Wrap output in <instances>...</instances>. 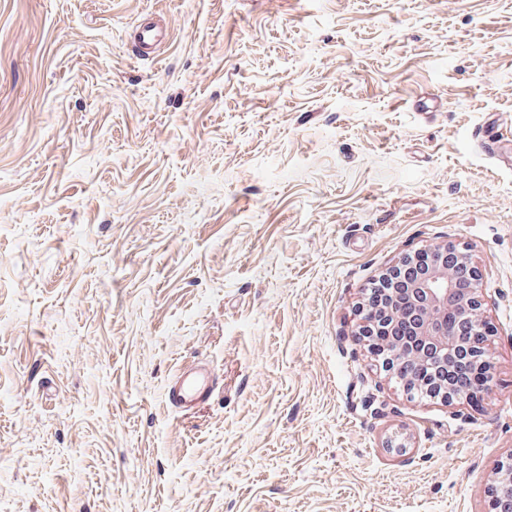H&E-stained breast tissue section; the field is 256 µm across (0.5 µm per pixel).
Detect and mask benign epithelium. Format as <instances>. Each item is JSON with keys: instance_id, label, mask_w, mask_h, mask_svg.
Returning <instances> with one entry per match:
<instances>
[{"instance_id": "benign-epithelium-1", "label": "benign epithelium", "mask_w": 512, "mask_h": 512, "mask_svg": "<svg viewBox=\"0 0 512 512\" xmlns=\"http://www.w3.org/2000/svg\"><path fill=\"white\" fill-rule=\"evenodd\" d=\"M382 280L395 281L385 305L376 308L365 302L359 309L356 336L364 346L382 358L383 367L401 381L411 399L431 389L432 397L451 403L472 406L481 401L494 382V330L483 315L481 275L472 256L450 242L418 249L387 268ZM450 306L456 309L459 323L474 336L473 341L465 342L458 331H448ZM459 358L475 369L467 389L417 381L405 372L411 362L422 374L428 369L445 370ZM503 485H512V460L496 470L491 512H512V495L498 493Z\"/></svg>"}]
</instances>
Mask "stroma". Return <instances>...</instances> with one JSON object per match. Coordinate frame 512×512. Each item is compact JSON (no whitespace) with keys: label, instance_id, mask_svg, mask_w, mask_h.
Listing matches in <instances>:
<instances>
[{"label":"stroma","instance_id":"35a3bbf8","mask_svg":"<svg viewBox=\"0 0 512 512\" xmlns=\"http://www.w3.org/2000/svg\"><path fill=\"white\" fill-rule=\"evenodd\" d=\"M491 123L512 141V0H0V505L489 512ZM447 241L494 327L476 409L408 400L354 334L374 280ZM194 361L217 388L184 415L164 388Z\"/></svg>","mask_w":512,"mask_h":512}]
</instances>
